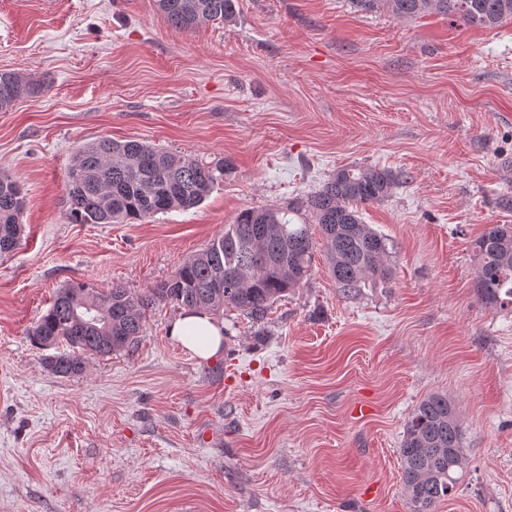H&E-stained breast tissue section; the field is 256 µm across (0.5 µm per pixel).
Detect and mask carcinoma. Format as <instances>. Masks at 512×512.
I'll return each instance as SVG.
<instances>
[{"mask_svg":"<svg viewBox=\"0 0 512 512\" xmlns=\"http://www.w3.org/2000/svg\"><path fill=\"white\" fill-rule=\"evenodd\" d=\"M359 11H385L398 19L428 13L496 28L512 20V0H350ZM176 31L233 19L235 0H155ZM35 93V85L0 74V110ZM230 172L228 163L204 165L189 155L136 140L102 138L80 147L68 167L66 217L73 224H131L172 210L200 205ZM402 176L376 166H351L318 189L283 206L240 211L224 234L182 263L167 280L143 293L116 284L100 292L85 283L59 288L27 331L42 348L66 346L46 359L61 377L85 371V355L129 351L143 331L149 308L168 301L215 314L232 307L258 322L272 303L310 278L323 252L339 291L349 297L362 286L390 279L386 258L393 244L365 224L361 210L392 195ZM26 207L20 185L0 176V257L21 241ZM319 226L321 242L311 225ZM475 288L481 301L512 310V224H488L475 239ZM464 431L445 394L424 397L406 423L399 448L410 512H434L450 498L466 472Z\"/></svg>","mask_w":512,"mask_h":512,"instance_id":"carcinoma-1","label":"carcinoma"}]
</instances>
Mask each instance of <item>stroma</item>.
<instances>
[{
  "label": "stroma",
  "mask_w": 512,
  "mask_h": 512,
  "mask_svg": "<svg viewBox=\"0 0 512 512\" xmlns=\"http://www.w3.org/2000/svg\"><path fill=\"white\" fill-rule=\"evenodd\" d=\"M0 73L40 87L0 111V173L26 195L0 257V512H410L398 448L432 393L469 458L436 512H512V312L480 301L473 253L512 224V22L237 0L179 32L154 0H0ZM102 137L233 171L189 210L70 223L66 170ZM350 165L409 177L363 209L395 243L385 284L344 298L316 259L263 321L225 310L209 359L165 301L77 377L29 341L62 285L146 291L241 210Z\"/></svg>",
  "instance_id": "obj_1"
}]
</instances>
